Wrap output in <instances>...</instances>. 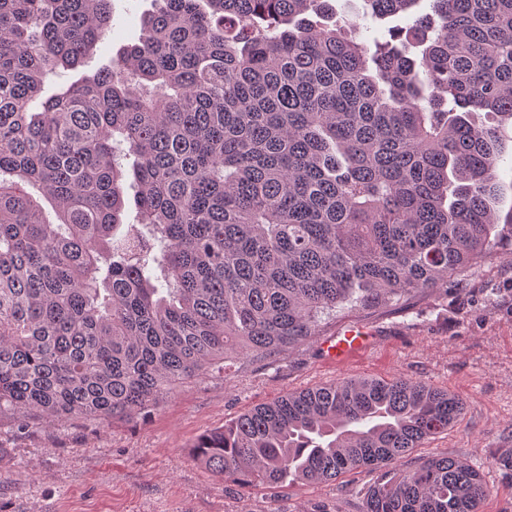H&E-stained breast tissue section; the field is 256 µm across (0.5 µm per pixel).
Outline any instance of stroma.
Here are the masks:
<instances>
[{"instance_id": "1", "label": "stroma", "mask_w": 512, "mask_h": 512, "mask_svg": "<svg viewBox=\"0 0 512 512\" xmlns=\"http://www.w3.org/2000/svg\"><path fill=\"white\" fill-rule=\"evenodd\" d=\"M155 0H112V24L84 66L48 77L46 92L110 65L138 33ZM349 325L374 334L372 348L341 363L321 344ZM347 377H405L459 396L448 432L401 458L448 456L478 469L488 487L480 512H512V243L485 254L445 290L326 321L318 335L270 359L170 387L147 417L87 420L34 415L26 429L0 414V512H364L379 471L326 483L247 491L191 455L203 434L287 392Z\"/></svg>"}]
</instances>
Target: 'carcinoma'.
<instances>
[{"instance_id":"1","label":"carcinoma","mask_w":512,"mask_h":512,"mask_svg":"<svg viewBox=\"0 0 512 512\" xmlns=\"http://www.w3.org/2000/svg\"><path fill=\"white\" fill-rule=\"evenodd\" d=\"M111 2L0 0V412L141 414L498 248L506 143L475 115L512 118V0H363L406 19L371 46L320 23L330 0H158L112 66L43 95ZM462 410L422 380L346 378L192 454L246 490L379 468L366 512H478L464 462L395 467Z\"/></svg>"}]
</instances>
